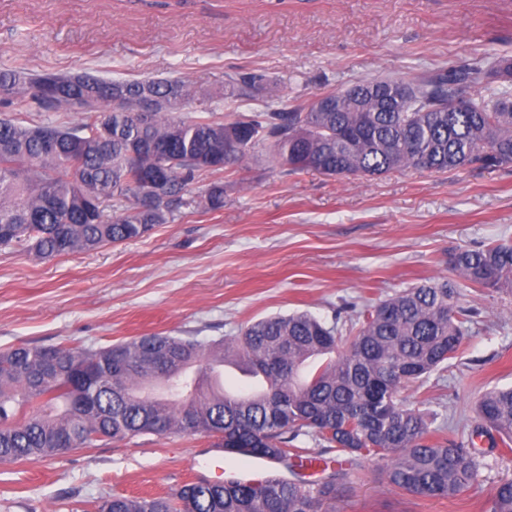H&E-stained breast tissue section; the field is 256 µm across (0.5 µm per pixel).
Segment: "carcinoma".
Segmentation results:
<instances>
[{
  "label": "carcinoma",
  "instance_id": "cac0c4a2",
  "mask_svg": "<svg viewBox=\"0 0 512 512\" xmlns=\"http://www.w3.org/2000/svg\"><path fill=\"white\" fill-rule=\"evenodd\" d=\"M75 124L0 118V248L26 245L40 259L138 238L183 206L207 173L248 168L256 147L290 173L340 179L392 170L445 172L512 163V59L497 57L399 79L375 78L282 103L263 70L224 83V113L180 79L45 76L0 69V106L33 100ZM163 178V196H147ZM224 204V183L205 206ZM458 282L435 279L359 312L357 333L308 313L251 323L202 342L150 335L98 348L22 344L0 351V461L36 462L136 434H213L224 452L269 459L288 471L257 485L200 478L163 497L115 495L96 512H329L346 463L381 456L386 483L410 495L453 499L478 483L485 456L449 439L401 393L445 371L469 333L457 287L512 295V243L462 250ZM324 361L305 374L317 358ZM239 365L263 387L230 393L221 367ZM477 413L512 446V387L493 388ZM310 436L313 454L293 445ZM318 468L325 476L305 478ZM488 512H512V480Z\"/></svg>",
  "mask_w": 512,
  "mask_h": 512
}]
</instances>
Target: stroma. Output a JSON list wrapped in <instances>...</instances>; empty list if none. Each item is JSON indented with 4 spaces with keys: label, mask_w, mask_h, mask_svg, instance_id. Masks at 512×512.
Here are the masks:
<instances>
[{
    "label": "stroma",
    "mask_w": 512,
    "mask_h": 512,
    "mask_svg": "<svg viewBox=\"0 0 512 512\" xmlns=\"http://www.w3.org/2000/svg\"><path fill=\"white\" fill-rule=\"evenodd\" d=\"M480 56L512 57V0H0V68L106 79L183 78L220 92L232 70H265L288 101ZM224 205L185 207L142 237L40 260L0 249V351L22 343L95 348L163 334L215 340L307 311L352 335L357 312L437 278L458 251L512 241V166L394 170L338 179L290 174L257 155L201 176ZM474 310L446 372L403 391L434 426L480 427L475 403L512 385V296L460 287ZM215 437L140 434L39 462L0 463V512H94L114 494L156 497L203 476ZM487 469L453 499L389 487L385 459L360 460L334 512H487L512 452L476 437Z\"/></svg>",
    "instance_id": "obj_1"
}]
</instances>
